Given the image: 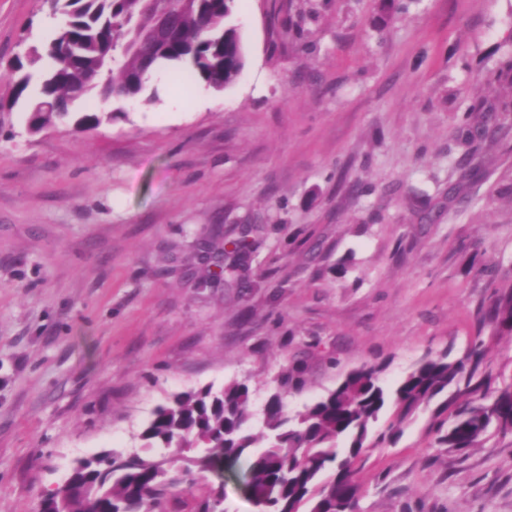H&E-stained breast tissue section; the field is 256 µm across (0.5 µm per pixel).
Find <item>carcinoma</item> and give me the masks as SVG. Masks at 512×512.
<instances>
[{
	"label": "carcinoma",
	"instance_id": "obj_1",
	"mask_svg": "<svg viewBox=\"0 0 512 512\" xmlns=\"http://www.w3.org/2000/svg\"><path fill=\"white\" fill-rule=\"evenodd\" d=\"M63 24L48 44L17 58L11 68V104L26 105V129L39 133L70 116L83 101L91 106L76 121L88 131L110 121L103 100L153 103L148 69L188 68L215 91L234 84L246 56L234 23L235 0H175L163 20L150 0H45ZM40 97L30 98L33 78ZM509 105L480 104L464 113L459 133L467 140L509 134ZM243 224L224 238V248L203 247L204 259L222 258L224 287L260 288L244 272L252 261L251 235ZM483 320L512 335V287L494 295ZM487 355L476 341L454 361L448 352L423 359L395 385L383 384V366L352 370L333 389L304 409L288 412V396L305 384V363L294 360L274 378L263 409L262 431L252 432L251 392L232 382L174 394L159 405L140 434L143 453L123 458L110 452L82 460L64 493H52L38 512H224V474L241 482L264 512H355L360 487L355 465L369 429L387 409L392 419L377 442L392 440L422 406L445 396L431 429L436 444L465 454L494 430L512 435V382L491 387L483 372ZM343 441L346 446L337 447ZM151 448H175L172 458H156ZM308 510H302V507Z\"/></svg>",
	"mask_w": 512,
	"mask_h": 512
}]
</instances>
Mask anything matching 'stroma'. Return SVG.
Returning <instances> with one entry per match:
<instances>
[{"instance_id": "obj_1", "label": "stroma", "mask_w": 512, "mask_h": 512, "mask_svg": "<svg viewBox=\"0 0 512 512\" xmlns=\"http://www.w3.org/2000/svg\"><path fill=\"white\" fill-rule=\"evenodd\" d=\"M404 4L387 22L382 0H236L235 84L161 72L157 103L32 135L11 64L62 19L0 0V512H37L78 460L140 447L185 390L247 383L260 431L269 383L302 351L292 412L355 368L383 365L391 386L477 337L495 382L512 379V336L482 322L512 284V134L458 137L468 107L512 99V0ZM466 155L484 170L452 205ZM239 224L263 227L251 274L266 280L242 298L194 276L201 244ZM434 412L367 448L357 512H512V436L460 457L436 447Z\"/></svg>"}]
</instances>
